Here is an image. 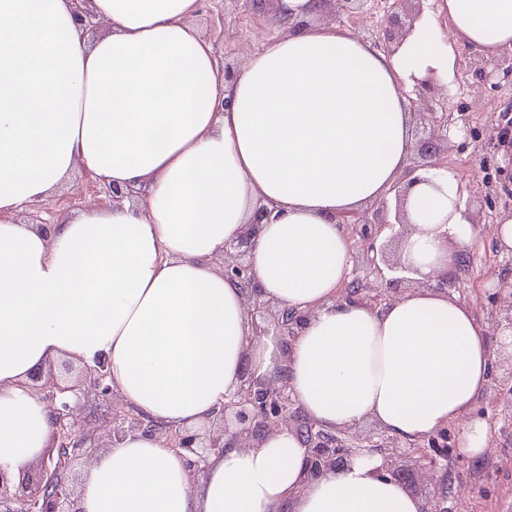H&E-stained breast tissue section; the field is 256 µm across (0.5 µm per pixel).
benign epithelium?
Instances as JSON below:
<instances>
[{"label":"benign epithelium","instance_id":"obj_1","mask_svg":"<svg viewBox=\"0 0 512 512\" xmlns=\"http://www.w3.org/2000/svg\"><path fill=\"white\" fill-rule=\"evenodd\" d=\"M375 0H336V21L350 19L373 10ZM411 0H384L385 26L382 37L374 42L386 50L400 43L414 28L421 11L408 9ZM436 91L431 78L416 84L419 100L428 101L423 107L428 115L426 137L419 141L418 160L390 186L385 195L371 206L341 213L336 223L345 227L351 244L353 267L346 290L341 297L360 301L373 308L381 307L407 292L406 284L419 288L448 292V283L468 266L467 255H457L453 273H443L434 281L410 277L411 269L402 259L388 257L386 247L395 239L404 238L408 227L405 201L409 190L429 181L427 175L442 176L448 172L443 155L448 150V117L436 115L433 102ZM509 107L495 127V139L512 147V118ZM273 210L262 205L252 223L235 239L224 243L221 258L224 276L236 282L245 292L246 312L257 336L274 335L286 344L291 343L305 324L308 313L281 306L263 297L254 281L249 255L259 224L271 220ZM497 356L503 367L501 382L512 384V307L493 322ZM110 372L104 361L86 367L74 381H63L53 373L36 377L37 392L52 409L53 431L47 452L40 460L42 478L36 489L19 498L10 492L8 479L0 469V506L4 512H71L66 508L74 495L70 479L73 461L80 456L90 457L95 448H110L129 432L151 430L140 414L121 406L112 412V428L107 443L102 444L91 433L75 429L71 418L81 398L94 395L116 398L109 383ZM222 428L202 435L180 429L162 432L165 446L184 457L193 472L204 470L212 454L224 453L226 448H255L268 435L286 427L302 440L306 451L308 475L316 478L328 471L340 470L357 456L378 452L384 459L383 474L400 479L405 459H417L424 471L448 470V429L425 435L413 443L403 444L386 430L377 427L369 434L358 426L327 430L304 414L288 391L284 379L261 380L245 373L239 386L224 402L217 415ZM448 499L442 493L423 498L422 512H448Z\"/></svg>","mask_w":512,"mask_h":512}]
</instances>
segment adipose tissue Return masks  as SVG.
Wrapping results in <instances>:
<instances>
[{
    "label": "adipose tissue",
    "mask_w": 512,
    "mask_h": 512,
    "mask_svg": "<svg viewBox=\"0 0 512 512\" xmlns=\"http://www.w3.org/2000/svg\"><path fill=\"white\" fill-rule=\"evenodd\" d=\"M318 0H279L301 29L250 52L230 80L189 22L198 0H92L110 34L86 44L71 0H0V467L16 476L49 446L31 376L61 358L108 363L113 391L156 424L212 421L244 373L282 376L324 428L376 422L412 441L453 426L471 458L490 446L476 411L490 330L466 305L419 289L383 308L339 298L351 266L336 217L378 199L410 149L407 94L458 56L512 50V0H444L395 50L341 25L311 26ZM140 190L51 231L22 224L74 167ZM455 174L409 192L403 260L449 269L475 233ZM274 208L250 260L266 298L309 311L290 345L253 337L244 294L215 264ZM453 240L455 251L442 247ZM298 437L211 455L199 483L157 433L102 453L79 512H421L361 456L310 479Z\"/></svg>",
    "instance_id": "adipose-tissue-1"
}]
</instances>
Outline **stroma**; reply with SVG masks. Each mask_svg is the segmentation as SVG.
Wrapping results in <instances>:
<instances>
[{"mask_svg":"<svg viewBox=\"0 0 512 512\" xmlns=\"http://www.w3.org/2000/svg\"><path fill=\"white\" fill-rule=\"evenodd\" d=\"M192 24L213 47L220 65L241 68L246 52L260 48L271 37L284 35L276 14L275 0H199ZM484 81H475L469 57H461L457 72L466 81L465 90H449L446 109L452 121L448 167L463 175V213L475 230L468 251L469 265L459 281L448 289L451 297L470 307L475 317L492 323L503 309L506 290L492 286V278L511 279L512 261L501 257L495 227L502 213L512 211V192L491 191L487 180L504 166L505 156L493 139V129L502 110L512 104V76L497 62H484ZM82 168L69 177L46 200L27 207L21 217L52 224L61 215L89 204L107 205L108 199L92 185ZM499 367H491V382L476 409L483 412L493 433V446L473 459L453 447L448 451L449 512H512V412L506 411V389L500 385Z\"/></svg>","mask_w":512,"mask_h":512,"instance_id":"1","label":"stroma"}]
</instances>
